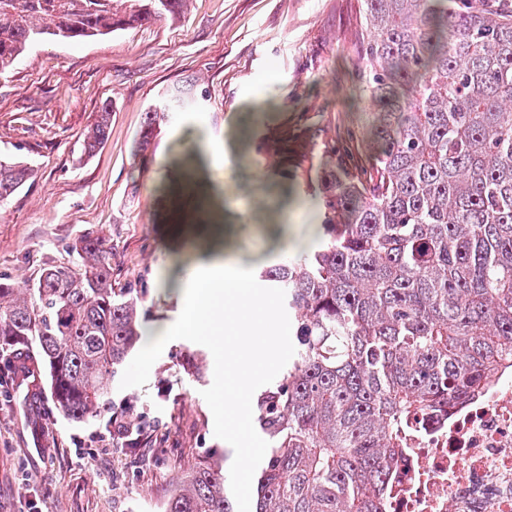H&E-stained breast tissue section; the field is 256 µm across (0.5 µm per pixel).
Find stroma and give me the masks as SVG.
Instances as JSON below:
<instances>
[{"instance_id":"stroma-1","label":"stroma","mask_w":512,"mask_h":512,"mask_svg":"<svg viewBox=\"0 0 512 512\" xmlns=\"http://www.w3.org/2000/svg\"><path fill=\"white\" fill-rule=\"evenodd\" d=\"M363 0H189L176 18L81 42L34 44L0 77V157L33 162L35 180L0 203V278L23 288L74 261L90 233L112 249V283L144 288L146 329L174 322L203 239L261 270L306 251L319 205L300 163L315 142L368 108L356 73ZM194 79L207 97L137 152L145 114L168 86ZM110 107L92 158L84 135ZM288 142L280 171L268 145ZM194 342H169L141 387H112L116 411L143 414L148 448L113 449L107 419L71 423L50 399L24 403L27 382L0 384V512H161L214 434L201 395L214 378Z\"/></svg>"}]
</instances>
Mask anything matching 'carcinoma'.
<instances>
[{"mask_svg": "<svg viewBox=\"0 0 512 512\" xmlns=\"http://www.w3.org/2000/svg\"><path fill=\"white\" fill-rule=\"evenodd\" d=\"M187 0H0V76L36 42L81 41L180 13ZM488 0H364L360 94L372 110L325 143L308 179L322 237L259 277L285 291L295 353L257 394L268 442L254 512H389L403 433L437 424L512 368V10ZM197 101V82L146 112V153ZM110 107L83 154L106 141ZM35 176L0 159V202ZM77 260L26 288L0 281V372L36 353L61 416H102L110 381L142 340L144 288L112 286V249L91 234ZM112 443L140 448L129 408ZM214 451L164 512H238Z\"/></svg>", "mask_w": 512, "mask_h": 512, "instance_id": "cac0c4a2", "label": "carcinoma"}]
</instances>
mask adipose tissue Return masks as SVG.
<instances>
[{"mask_svg":"<svg viewBox=\"0 0 512 512\" xmlns=\"http://www.w3.org/2000/svg\"><path fill=\"white\" fill-rule=\"evenodd\" d=\"M183 292L188 304L181 319L149 335L142 350L143 359H150L166 337L183 333L208 335L221 327L225 308L241 301L254 303L260 299L247 267L220 249L206 253L195 277L185 282Z\"/></svg>","mask_w":512,"mask_h":512,"instance_id":"obj_1","label":"adipose tissue"}]
</instances>
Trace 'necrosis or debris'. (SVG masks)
Here are the masks:
<instances>
[{
    "mask_svg": "<svg viewBox=\"0 0 512 512\" xmlns=\"http://www.w3.org/2000/svg\"><path fill=\"white\" fill-rule=\"evenodd\" d=\"M391 512H512V369L448 424L410 441Z\"/></svg>",
    "mask_w": 512,
    "mask_h": 512,
    "instance_id": "4bbe7bcc",
    "label": "necrosis or debris"
}]
</instances>
